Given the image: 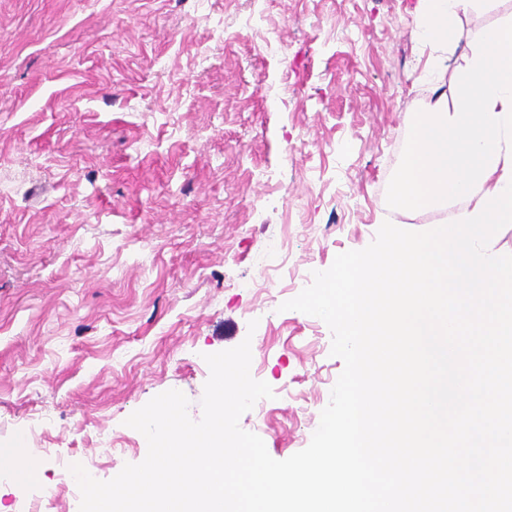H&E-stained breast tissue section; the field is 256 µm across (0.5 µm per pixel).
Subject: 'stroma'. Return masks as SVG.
Listing matches in <instances>:
<instances>
[{
	"instance_id": "1",
	"label": "stroma",
	"mask_w": 512,
	"mask_h": 512,
	"mask_svg": "<svg viewBox=\"0 0 512 512\" xmlns=\"http://www.w3.org/2000/svg\"><path fill=\"white\" fill-rule=\"evenodd\" d=\"M416 5L0 0V452L38 464L0 469V512H79L65 461L141 462L126 419L171 389L200 419L205 355L246 339L274 396L241 428L308 446L344 362L279 303L384 222L449 216L386 202L432 92ZM510 15L461 16L451 64ZM0 463L8 466L15 476L24 480L36 468V462L22 448H13L9 453L0 455Z\"/></svg>"
}]
</instances>
